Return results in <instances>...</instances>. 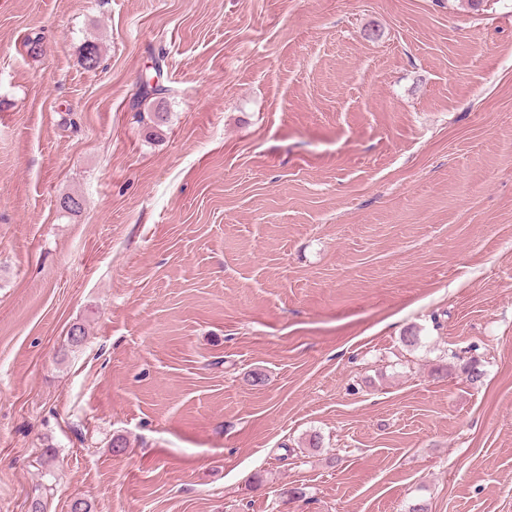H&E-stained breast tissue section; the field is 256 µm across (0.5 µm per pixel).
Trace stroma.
<instances>
[{
	"instance_id": "obj_1",
	"label": "stroma",
	"mask_w": 512,
	"mask_h": 512,
	"mask_svg": "<svg viewBox=\"0 0 512 512\" xmlns=\"http://www.w3.org/2000/svg\"><path fill=\"white\" fill-rule=\"evenodd\" d=\"M76 497L512 512V0H0V512Z\"/></svg>"
}]
</instances>
